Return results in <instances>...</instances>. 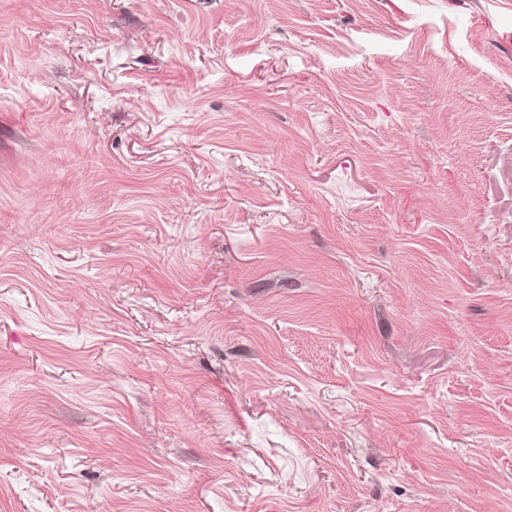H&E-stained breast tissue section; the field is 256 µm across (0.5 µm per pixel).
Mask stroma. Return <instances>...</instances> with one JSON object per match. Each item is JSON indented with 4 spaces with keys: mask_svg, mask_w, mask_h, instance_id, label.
Returning <instances> with one entry per match:
<instances>
[{
    "mask_svg": "<svg viewBox=\"0 0 512 512\" xmlns=\"http://www.w3.org/2000/svg\"><path fill=\"white\" fill-rule=\"evenodd\" d=\"M0 512H512V0H0Z\"/></svg>",
    "mask_w": 512,
    "mask_h": 512,
    "instance_id": "1",
    "label": "stroma"
}]
</instances>
